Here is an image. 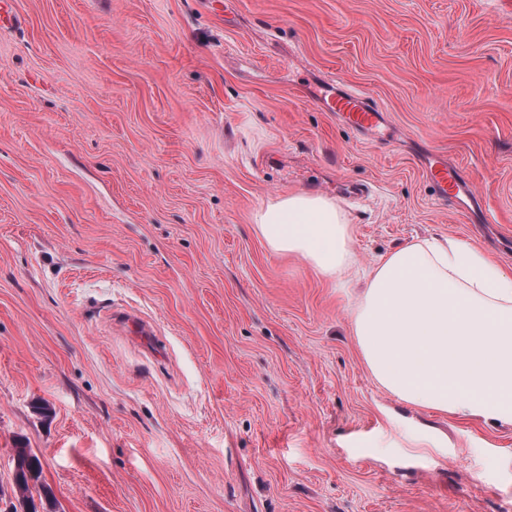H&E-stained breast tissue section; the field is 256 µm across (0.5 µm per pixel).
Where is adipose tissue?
Listing matches in <instances>:
<instances>
[{
    "instance_id": "obj_1",
    "label": "adipose tissue",
    "mask_w": 512,
    "mask_h": 512,
    "mask_svg": "<svg viewBox=\"0 0 512 512\" xmlns=\"http://www.w3.org/2000/svg\"><path fill=\"white\" fill-rule=\"evenodd\" d=\"M255 224L273 251L325 276L355 261L347 217L328 197L279 198ZM351 327L376 384L405 406L512 426V275L477 248L448 238L389 252Z\"/></svg>"
}]
</instances>
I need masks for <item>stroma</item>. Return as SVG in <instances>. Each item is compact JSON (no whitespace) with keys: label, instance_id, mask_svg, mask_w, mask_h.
Wrapping results in <instances>:
<instances>
[{"label":"stroma","instance_id":"obj_1","mask_svg":"<svg viewBox=\"0 0 512 512\" xmlns=\"http://www.w3.org/2000/svg\"><path fill=\"white\" fill-rule=\"evenodd\" d=\"M16 6L0 488L22 443L53 512H512V427L402 410L351 334L365 272L402 243L453 238L512 273V0ZM329 81L363 92L392 141L324 111ZM435 154L485 214L437 199ZM299 192L352 226L339 281L255 230ZM127 314L153 336H127Z\"/></svg>","mask_w":512,"mask_h":512}]
</instances>
